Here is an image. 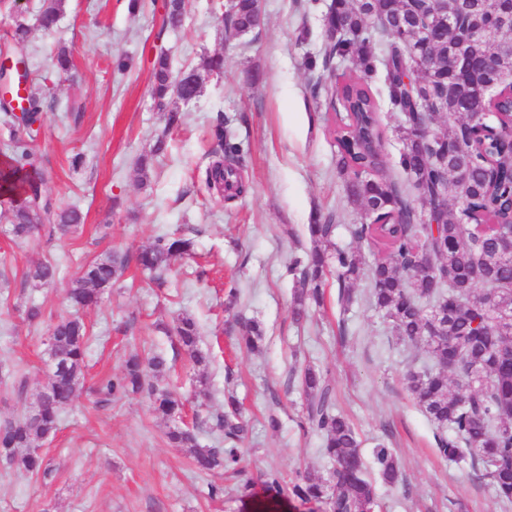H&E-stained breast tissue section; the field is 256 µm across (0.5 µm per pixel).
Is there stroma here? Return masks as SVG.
<instances>
[{
	"label": "stroma",
	"mask_w": 512,
	"mask_h": 512,
	"mask_svg": "<svg viewBox=\"0 0 512 512\" xmlns=\"http://www.w3.org/2000/svg\"><path fill=\"white\" fill-rule=\"evenodd\" d=\"M330 2L262 0L260 28L232 37L217 0H184L185 22L175 29L162 24L166 0H65L49 32L33 25L42 0H25L33 28L20 45L11 39L15 13L0 7V48L26 60L30 81L48 99L42 131L29 144L51 174L45 193L84 216L82 232L64 239L22 242L0 223V419L23 416L46 385L48 329L68 316L64 292L86 260L109 250L133 256L161 235L195 243L193 254L171 259L162 280L129 265L99 307L85 313L92 343L84 386L42 445L49 472L0 462V512H248L239 479L197 471L185 449L169 444L172 421L145 399L99 405L98 386L119 375L134 352L167 359L166 382L183 395L181 420L195 426L201 447H223L210 417L234 390L250 427L245 477L257 481L272 468L286 478L297 468L329 471L321 436L301 428L299 372L309 363L334 382L336 407L353 422L365 460L382 441L399 458L400 481L378 484L376 512H512L469 463L437 454L438 430L402 381L427 355L398 339L372 307L368 279L355 283L357 300L345 310L337 278L328 275L323 305L301 321L291 317L299 283L288 267L311 249L308 226L318 216L334 215L338 246L374 253L352 234L364 217L347 200L348 176L330 132L329 85L349 66L325 59ZM61 47L74 63L67 78L51 61ZM162 53L175 73L215 54L224 58L223 73H203L196 100L178 104L181 122L170 130L152 93ZM379 103L384 167L403 183L402 117L387 98ZM76 112L81 120H73ZM219 121L246 150V191L231 200L206 184ZM163 131L167 149L140 178L137 162ZM45 260L57 267L55 282L27 281L28 269ZM30 300L43 312L34 325L19 310ZM182 315L200 326L198 347L210 360L206 382L171 333ZM253 320L264 330L258 353L236 344L240 323ZM20 376L27 380L21 397L13 391ZM272 412L282 422L275 432L265 424ZM211 483L223 485V497H208Z\"/></svg>",
	"instance_id": "35a3bbf8"
}]
</instances>
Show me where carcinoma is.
<instances>
[{
	"label": "carcinoma",
	"mask_w": 512,
	"mask_h": 512,
	"mask_svg": "<svg viewBox=\"0 0 512 512\" xmlns=\"http://www.w3.org/2000/svg\"><path fill=\"white\" fill-rule=\"evenodd\" d=\"M63 4L64 0H43L39 26L52 29ZM510 11L509 0H333L326 26L345 36L328 44L326 57H349L353 68L335 79L332 96L340 110L334 113L332 132L340 166L349 175L348 200L367 219L355 235L377 248V254L368 262L360 252L337 246L336 225L320 216L308 225L313 248L306 259L295 260L290 271L302 282L292 301L296 319L304 316L310 303H322L328 267L334 268L339 299L346 306L354 301L351 285L364 276L370 280L372 303L392 331L427 354L421 368L406 372L404 384L441 430L438 453L454 462L473 455L479 477L489 482L498 498L512 503V425L504 424L512 417V328L500 325L496 316L499 310L512 313V258L500 251L499 237V229L512 226V99L499 96L512 74V26L491 37L464 39L448 32L450 16L465 32L479 28L492 12ZM227 18L237 35L251 33L261 24L254 0H236ZM453 56L468 61V70L460 77L448 74ZM379 65L389 104L403 116L399 165L421 202L419 211L384 172V129L369 82ZM152 78L153 95L161 107L202 86L195 68L173 79L164 56L157 59ZM13 84L10 71L0 113L3 123L16 126L25 137L10 139L11 156L0 163V194L9 202L0 210V220L10 225L17 240L44 227L51 235H74L83 224L82 213L52 204L44 194L51 175L27 148L26 139H34L42 129L46 99L29 84L17 104ZM485 113L492 114L491 124L474 121ZM443 114L454 123L444 133L432 132L430 124ZM487 126L493 133L486 137L484 153H476L470 141ZM214 137L217 160L207 170V183L225 182L231 198L244 191L239 179L241 146L221 125ZM478 211L492 214L499 228L463 235V225ZM191 250L188 239L160 236L136 255V262L160 276L172 257ZM129 261L124 254L109 252L85 263L66 291L69 305L77 311L98 305ZM56 274L54 264L41 261L29 268L27 278L48 285ZM175 335L196 366H207L192 317L178 318ZM262 341L263 329L255 322L238 336L239 346L250 352L259 350ZM90 343L78 315L51 327L47 354L52 368L34 404L36 413L0 422V459L7 465L48 474L40 443L55 434L61 414L77 397ZM167 370L162 355L135 354L100 391L108 401L142 394L157 415L171 418L181 413L183 402L161 383ZM300 383L307 428L321 434L323 455L334 468L326 477L294 471L291 494L304 502H323L329 512H375L376 487L366 475L352 424L336 412L331 379L307 365ZM215 427L227 447H198L187 425L171 429L167 438L176 448L191 449L193 463L202 472H242L245 449L240 444L248 428L233 394L224 397V411L215 415ZM373 457L379 478L396 484L399 465L393 449L380 443ZM281 491L280 473L268 470L264 498L274 500Z\"/></svg>",
	"instance_id": "cac0c4a2"
}]
</instances>
